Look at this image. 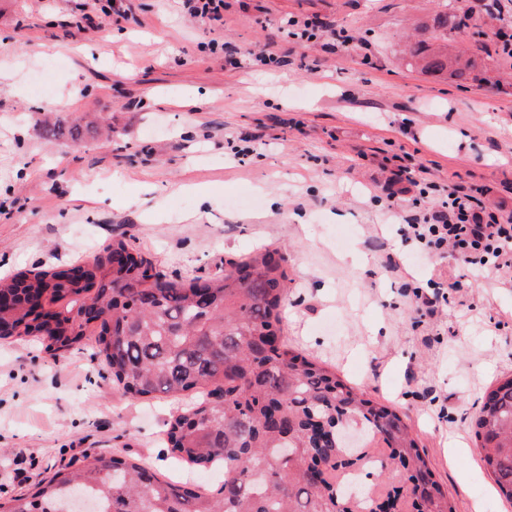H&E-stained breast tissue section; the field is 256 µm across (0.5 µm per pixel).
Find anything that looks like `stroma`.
<instances>
[{
	"label": "stroma",
	"instance_id": "stroma-1",
	"mask_svg": "<svg viewBox=\"0 0 512 512\" xmlns=\"http://www.w3.org/2000/svg\"><path fill=\"white\" fill-rule=\"evenodd\" d=\"M80 2L0 0V276L116 239L171 280L280 249L289 350L395 410L456 512H512L471 428L512 374V274L426 258L399 232L400 212L454 188L512 209V61L465 85L402 64L403 35L437 0H225L208 27L179 0H123L128 22L89 31L67 24ZM290 17L330 32L290 39ZM210 41L280 63L236 69ZM74 88L71 107L50 108ZM59 116L80 149L43 135ZM401 166L410 183H396ZM434 282L448 300L430 314L416 295ZM194 402L129 397L91 340L58 354L0 339V502L96 453L217 493L222 469L187 468L163 441Z\"/></svg>",
	"mask_w": 512,
	"mask_h": 512
}]
</instances>
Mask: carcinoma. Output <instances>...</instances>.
I'll return each mask as SVG.
<instances>
[{"label": "carcinoma", "instance_id": "cac0c4a2", "mask_svg": "<svg viewBox=\"0 0 512 512\" xmlns=\"http://www.w3.org/2000/svg\"><path fill=\"white\" fill-rule=\"evenodd\" d=\"M418 26L407 65L459 82L483 63L448 53V40L484 36L473 7L440 0ZM125 254L112 266L111 255ZM118 240L78 265L0 278V338L39 336L66 351L94 326L96 355L132 397L194 391L165 443L177 458L224 468L215 494L159 478L116 454L85 455L39 481L0 512H69L76 495L96 512H456L401 416L291 352L282 333L286 258L271 250L207 278L174 281ZM472 432L500 498L512 502V375L488 388ZM408 485L365 486L383 461Z\"/></svg>", "mask_w": 512, "mask_h": 512}]
</instances>
